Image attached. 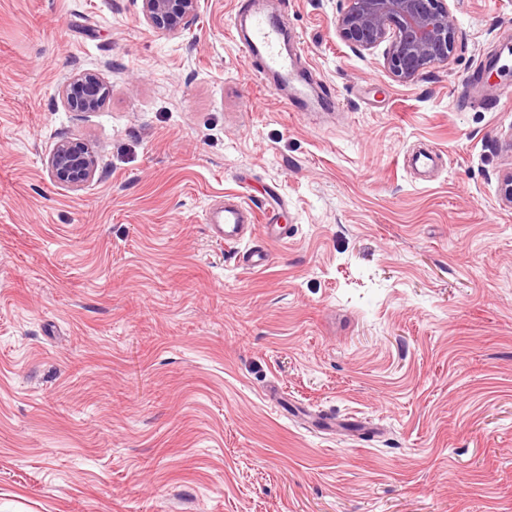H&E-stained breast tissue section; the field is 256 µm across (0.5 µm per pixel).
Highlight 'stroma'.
Returning <instances> with one entry per match:
<instances>
[{
	"label": "stroma",
	"mask_w": 512,
	"mask_h": 512,
	"mask_svg": "<svg viewBox=\"0 0 512 512\" xmlns=\"http://www.w3.org/2000/svg\"><path fill=\"white\" fill-rule=\"evenodd\" d=\"M278 2L337 111L256 78L245 0L178 36L0 0V512H512V0H448L454 52L407 83L343 0ZM83 72L98 111L63 104ZM227 194L277 214L262 270L208 236ZM62 99L72 112H95L107 96V88L93 73L69 77L61 82ZM96 161L92 151L83 143L62 141L48 159L52 176L62 185L79 189L95 174Z\"/></svg>",
	"instance_id": "35a3bbf8"
}]
</instances>
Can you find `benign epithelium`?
Here are the masks:
<instances>
[{"label":"benign epithelium","instance_id":"1","mask_svg":"<svg viewBox=\"0 0 512 512\" xmlns=\"http://www.w3.org/2000/svg\"><path fill=\"white\" fill-rule=\"evenodd\" d=\"M198 0H142L147 24L178 35L191 25ZM340 38L354 50L369 51L386 44V65L394 80L407 83L422 70L448 62L457 21L447 0H347L336 18ZM62 99L72 112H95L107 88L93 73L61 82ZM96 161L83 143L62 141L48 159L52 176L62 185L79 189L95 174Z\"/></svg>","mask_w":512,"mask_h":512}]
</instances>
